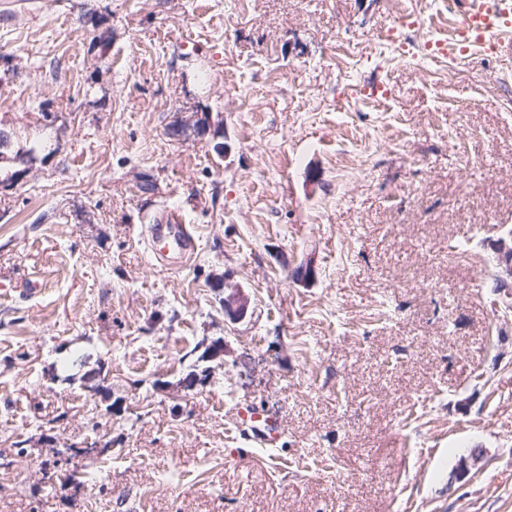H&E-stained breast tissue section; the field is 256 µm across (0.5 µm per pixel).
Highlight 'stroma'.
<instances>
[{
    "mask_svg": "<svg viewBox=\"0 0 512 512\" xmlns=\"http://www.w3.org/2000/svg\"><path fill=\"white\" fill-rule=\"evenodd\" d=\"M454 27L443 0H0V128L39 145L0 158V512H512V56L429 49ZM170 209L180 269L143 241ZM148 247L157 260H166L173 268L187 265L196 252L194 228L182 224V218L175 210L155 217L148 224ZM494 260L499 269L500 285L497 288H511L512 281V236L506 234L494 246ZM250 420L254 423L250 426V432L247 431L251 440L259 447L266 448L273 445L278 437L275 414L266 411L251 415Z\"/></svg>",
    "mask_w": 512,
    "mask_h": 512,
    "instance_id": "obj_1",
    "label": "stroma"
}]
</instances>
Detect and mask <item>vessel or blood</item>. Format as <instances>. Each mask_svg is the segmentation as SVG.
<instances>
[{
	"label": "vessel or blood",
	"mask_w": 512,
	"mask_h": 512,
	"mask_svg": "<svg viewBox=\"0 0 512 512\" xmlns=\"http://www.w3.org/2000/svg\"><path fill=\"white\" fill-rule=\"evenodd\" d=\"M457 34L462 43L489 49H512V0H464ZM148 247L156 259L172 267L187 265L196 252L195 231L177 211L156 217L148 226ZM249 436L260 447L273 445L278 437L277 419L266 411L253 415Z\"/></svg>",
	"instance_id": "b4317fda"
}]
</instances>
